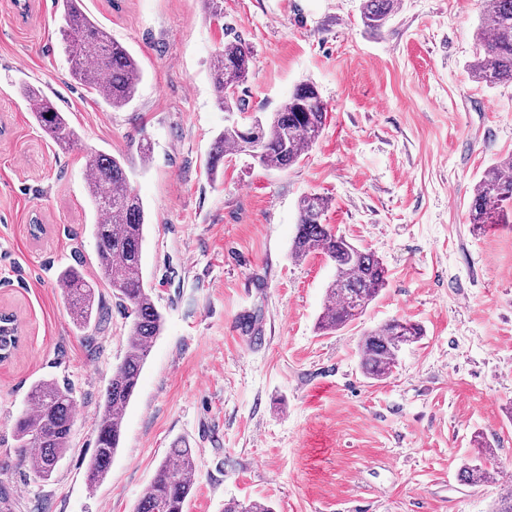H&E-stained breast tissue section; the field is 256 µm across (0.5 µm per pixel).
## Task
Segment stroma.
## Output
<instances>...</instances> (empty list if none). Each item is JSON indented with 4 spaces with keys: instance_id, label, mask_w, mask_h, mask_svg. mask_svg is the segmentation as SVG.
I'll return each mask as SVG.
<instances>
[{
    "instance_id": "obj_1",
    "label": "stroma",
    "mask_w": 512,
    "mask_h": 512,
    "mask_svg": "<svg viewBox=\"0 0 512 512\" xmlns=\"http://www.w3.org/2000/svg\"><path fill=\"white\" fill-rule=\"evenodd\" d=\"M85 0L143 71L109 108L70 73L53 0H0V310L21 344L0 365V512H135L168 448L197 460L185 512L260 500L274 512H492L512 487V223L467 221L483 171L512 154V86L476 83L481 0H401L377 30L362 0ZM252 50L240 112L215 104L213 52ZM328 118L304 159L269 170L245 153L209 161L224 127L276 111L303 82ZM29 84L68 115L60 149L36 124ZM150 147L141 161L139 141ZM124 157L147 214L144 277L165 318L124 417L108 477L89 484L95 410L126 351L128 321L77 332L56 279L98 273L85 154ZM328 197L324 223L369 248L388 284L350 326L323 333L332 265L289 253L297 203ZM421 325L381 381L359 366L363 331ZM71 384L76 424L51 480L13 464L31 383ZM496 448L465 484L475 434ZM497 465V457L490 445L478 448L477 457L461 468L462 481L473 485L484 483Z\"/></svg>"
}]
</instances>
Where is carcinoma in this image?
Returning <instances> with one entry per match:
<instances>
[{
  "label": "carcinoma",
  "mask_w": 512,
  "mask_h": 512,
  "mask_svg": "<svg viewBox=\"0 0 512 512\" xmlns=\"http://www.w3.org/2000/svg\"><path fill=\"white\" fill-rule=\"evenodd\" d=\"M61 8L60 35L74 79L101 95L114 109L129 104L141 81L142 69L134 55L112 39L107 29L84 8V0H57ZM398 0H363L362 19L379 29L396 11ZM478 51L469 69L476 81L488 87L512 84V0H483L482 21L477 30ZM251 51L242 42H229L211 60L210 74L217 103L224 110L240 111L242 99L224 94L225 77L235 72L248 76ZM23 95L33 118L63 150L72 148L78 136L54 101L28 86ZM327 117L326 105L314 84H299L288 99L265 120L254 121V158L267 169L284 170L298 163L320 137ZM247 151L237 129L227 127L215 141L211 157L217 167L227 152ZM86 188L97 216L93 234L97 244L100 279L111 287L130 319L128 347L113 370L95 412L96 438L86 468L90 483L107 477L121 448L123 413L135 394L150 348L162 334L164 316L156 306L143 274L146 211L129 185L125 162L109 153L89 151ZM328 200L318 194L301 198L298 224L290 255L304 260L319 254L331 262L335 277L326 290L328 305L319 318L326 333L343 329L363 316L387 285V269L374 252L349 241L322 223ZM512 211V155L486 168L469 205V223H509ZM64 303L72 323L85 330L100 318L99 290L77 266L58 275ZM421 326L393 320L363 332L359 338L360 367L364 375L380 381L392 373L402 347L419 342ZM19 340L16 319L4 320L0 351L10 353ZM72 387L58 380L39 379L27 395V409L14 422L16 465L47 481L70 448L75 419ZM497 468L489 446L461 468L462 481L481 484ZM197 462L192 449L175 445L160 462L153 480L143 490L135 512H184L194 486ZM224 512H273L265 502L247 504L230 500Z\"/></svg>",
  "instance_id": "cac0c4a2"
}]
</instances>
